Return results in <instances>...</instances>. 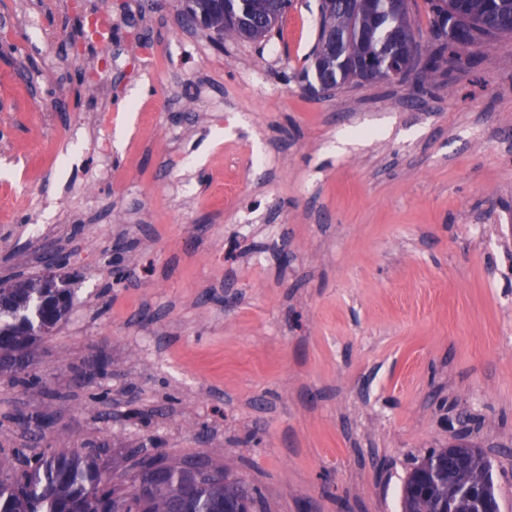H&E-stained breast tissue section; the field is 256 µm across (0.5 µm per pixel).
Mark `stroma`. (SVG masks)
<instances>
[{"label":"stroma","instance_id":"stroma-1","mask_svg":"<svg viewBox=\"0 0 512 512\" xmlns=\"http://www.w3.org/2000/svg\"><path fill=\"white\" fill-rule=\"evenodd\" d=\"M319 3L253 43L181 0H0V278L54 245L74 290L38 385L0 374V457L229 458L254 512H402L465 443L512 512V35L421 98L416 72L317 97Z\"/></svg>","mask_w":512,"mask_h":512}]
</instances>
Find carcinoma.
<instances>
[{"label":"carcinoma","mask_w":512,"mask_h":512,"mask_svg":"<svg viewBox=\"0 0 512 512\" xmlns=\"http://www.w3.org/2000/svg\"><path fill=\"white\" fill-rule=\"evenodd\" d=\"M432 15L433 38L424 66L434 78L443 60L463 61L469 48L496 35H512V0H427ZM263 0H224V10L210 16L208 28L222 35L256 41L267 37L278 21H269ZM244 17L252 32L243 26L224 23V18ZM317 43L306 57L303 79L314 85L315 62L323 64L322 77L337 89L359 81L355 71L334 63L319 53L325 31L336 28L351 57L375 56L389 47L394 31L412 26L409 0H320ZM463 28L467 39L458 44L449 30ZM63 295L72 301L67 282L45 287V279H16L9 289L10 300L0 305V371L11 375L22 386H34L37 379L26 373V363L44 336L35 334L43 320L42 300L47 295ZM0 459V512H223L224 498L234 497L253 507L260 493L257 488L232 477L229 463L215 466L216 473L230 479H197L195 487L184 489L191 474L176 465L166 469L161 485L147 494L123 492L101 466L93 452H80L58 446L49 452L27 457L24 468L16 466L18 457ZM471 465L459 469L448 465L433 449L408 475L402 490L403 512H437L448 506L469 508V503L448 498V492L461 483L481 481L487 501L500 508L494 483L489 475L491 463L480 448L470 456Z\"/></svg>","instance_id":"obj_1"}]
</instances>
